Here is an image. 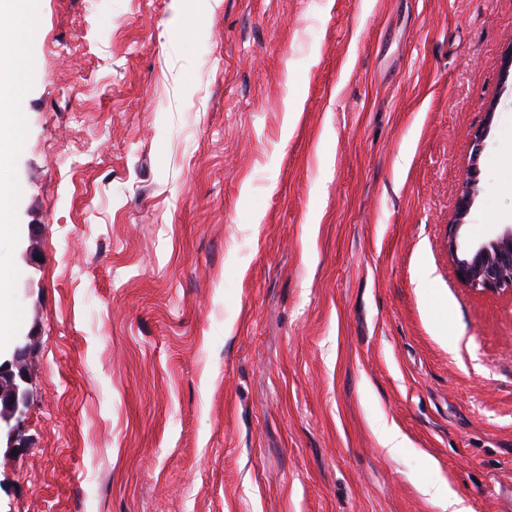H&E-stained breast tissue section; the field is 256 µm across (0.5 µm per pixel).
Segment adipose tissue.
I'll return each mask as SVG.
<instances>
[{
  "label": "adipose tissue",
  "mask_w": 512,
  "mask_h": 512,
  "mask_svg": "<svg viewBox=\"0 0 512 512\" xmlns=\"http://www.w3.org/2000/svg\"><path fill=\"white\" fill-rule=\"evenodd\" d=\"M25 0H7L0 7V111H9L6 122H0V138L18 141V118L12 109L23 83L24 72L17 65L22 40L31 38L32 29L24 6Z\"/></svg>",
  "instance_id": "obj_1"
}]
</instances>
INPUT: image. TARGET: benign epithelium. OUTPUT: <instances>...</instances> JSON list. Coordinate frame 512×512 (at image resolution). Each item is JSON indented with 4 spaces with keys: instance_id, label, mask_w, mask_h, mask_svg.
Instances as JSON below:
<instances>
[{
    "instance_id": "obj_1",
    "label": "benign epithelium",
    "mask_w": 512,
    "mask_h": 512,
    "mask_svg": "<svg viewBox=\"0 0 512 512\" xmlns=\"http://www.w3.org/2000/svg\"><path fill=\"white\" fill-rule=\"evenodd\" d=\"M461 222L448 225V254L459 281L473 289L512 292V224H503L492 236L466 246L459 241ZM27 336L17 339L9 360H0V432L6 448L24 447L21 415L27 400L23 359Z\"/></svg>"
}]
</instances>
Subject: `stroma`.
<instances>
[{"label": "stroma", "instance_id": "35a3bbf8", "mask_svg": "<svg viewBox=\"0 0 512 512\" xmlns=\"http://www.w3.org/2000/svg\"><path fill=\"white\" fill-rule=\"evenodd\" d=\"M28 7L0 512H512V0ZM474 194L472 183L467 182L458 205V222L448 226V254L456 276L473 289L512 292V224H500L492 236L464 247L459 241L460 220L467 215ZM30 336H19L11 359L1 361L0 355V451L2 431L5 447L9 450L24 448L21 415L27 400V374L23 359L28 350ZM14 422V423H13ZM427 494L435 501L443 510L448 512H471V508L463 504V501L456 497L448 485L445 478L429 483L426 487Z\"/></svg>", "mask_w": 512, "mask_h": 512}]
</instances>
